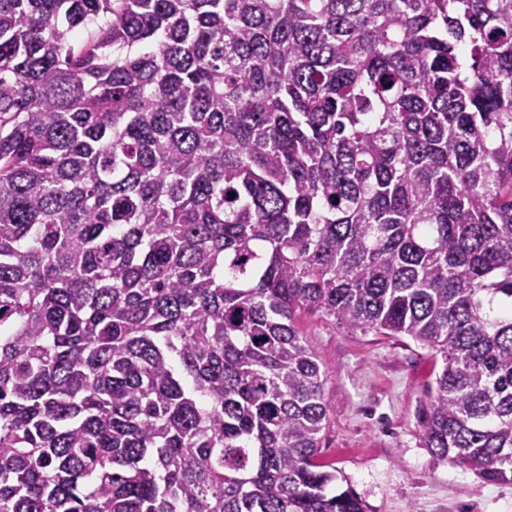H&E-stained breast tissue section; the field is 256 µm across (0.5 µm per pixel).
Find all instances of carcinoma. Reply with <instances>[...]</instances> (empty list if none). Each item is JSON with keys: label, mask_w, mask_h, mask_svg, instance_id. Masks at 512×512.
Instances as JSON below:
<instances>
[{"label": "carcinoma", "mask_w": 512, "mask_h": 512, "mask_svg": "<svg viewBox=\"0 0 512 512\" xmlns=\"http://www.w3.org/2000/svg\"><path fill=\"white\" fill-rule=\"evenodd\" d=\"M303 310L512 483V0H0V512H366Z\"/></svg>", "instance_id": "obj_1"}]
</instances>
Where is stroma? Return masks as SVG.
I'll use <instances>...</instances> for the list:
<instances>
[{"label":"stroma","instance_id":"1","mask_svg":"<svg viewBox=\"0 0 512 512\" xmlns=\"http://www.w3.org/2000/svg\"><path fill=\"white\" fill-rule=\"evenodd\" d=\"M296 326L327 380L322 462L367 512H512V484H486L424 448L417 413L433 352L406 336L352 334L316 312Z\"/></svg>","mask_w":512,"mask_h":512}]
</instances>
